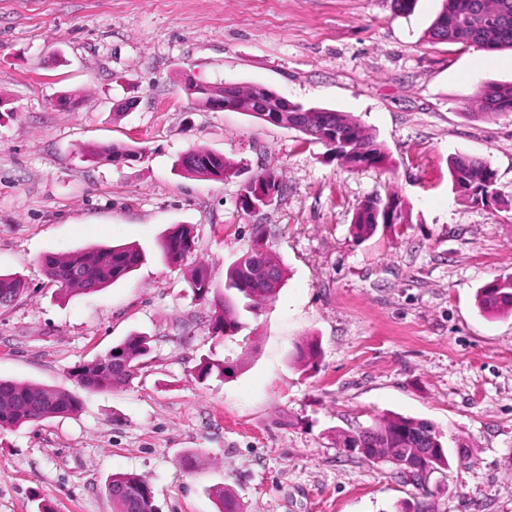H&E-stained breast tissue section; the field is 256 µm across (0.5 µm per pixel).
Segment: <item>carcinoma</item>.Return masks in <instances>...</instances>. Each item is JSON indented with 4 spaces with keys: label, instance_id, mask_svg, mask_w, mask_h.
<instances>
[{
    "label": "carcinoma",
    "instance_id": "carcinoma-1",
    "mask_svg": "<svg viewBox=\"0 0 512 512\" xmlns=\"http://www.w3.org/2000/svg\"><path fill=\"white\" fill-rule=\"evenodd\" d=\"M429 36L437 42L464 45L475 42L486 51L512 49V0H443L441 11L429 28ZM483 114L512 112V82H488L478 86L465 98ZM323 125L342 136L322 141L327 151L342 160L351 170L383 169L387 154L382 144L365 133L349 115L325 108H312L308 126L299 132L311 136V129ZM133 149L127 146L99 145L90 152L96 161L128 157ZM186 175L200 178L219 176L226 179L232 166L224 155L198 150L191 164L178 162ZM452 187L459 196L474 206H486L494 197L496 173L491 165L478 157L455 154L448 158ZM264 184L278 194L281 186L274 175L258 173L254 182L242 185L240 195H254L255 185ZM402 223V208L395 194L368 197L352 217V229L359 238H369L380 224ZM195 248L192 230L178 225L162 241L165 259L173 264L183 261ZM143 253L136 245H98L67 256H48L43 263L48 278L59 290L90 293L126 279L141 263ZM285 277L283 267L267 256L263 231H257L251 251L231 264L225 274L224 293H215L208 269L201 265L191 274L189 286L194 296L214 306L213 330L234 336L242 328L238 303L254 308L258 300L269 302L275 297ZM26 282L15 273L0 274V308L12 305L24 292ZM479 307L485 312L512 311V275L499 276L478 291ZM152 351L150 337L134 333L113 346L105 354L84 362L73 370V376L92 392L127 385ZM320 344L310 339L299 345L296 358L313 364L319 357ZM222 360L205 359L197 369V378L206 380L224 377ZM80 400L68 391L45 388L0 379V428L20 427L50 417L75 413ZM339 447L354 449V454L370 462H389L393 477L421 486L427 476L448 467V456L442 434L431 423L400 415L383 418L375 426L356 433H340ZM107 491L113 512H158L151 486L133 473H116L110 478ZM218 512H242L235 496L221 487L213 491Z\"/></svg>",
    "mask_w": 512,
    "mask_h": 512
}]
</instances>
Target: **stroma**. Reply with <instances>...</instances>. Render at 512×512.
<instances>
[{
    "label": "stroma",
    "instance_id": "35a3bbf8",
    "mask_svg": "<svg viewBox=\"0 0 512 512\" xmlns=\"http://www.w3.org/2000/svg\"><path fill=\"white\" fill-rule=\"evenodd\" d=\"M442 0H0V272L28 288L0 308V378L64 389L79 412L0 428V512H113L112 474H137L160 512H512V314L478 289L512 273V112L471 115L483 82H512V51L439 43ZM261 86L351 115L384 144L383 170L355 172L319 143L245 112H210L187 87ZM64 91L77 109L54 106ZM135 101L134 109L124 104ZM141 150L96 162L93 146ZM194 147L224 155L227 179L177 171ZM487 159L497 200L458 196L448 158ZM274 173L278 197L240 209L242 183ZM393 193L403 221L366 240L353 213ZM189 225L177 264L161 242ZM263 230L286 270L275 299L212 330L192 270L215 290ZM135 244L145 259L93 293H62L42 259ZM152 352L126 386L89 392L71 375L133 333ZM317 338L307 367L296 348ZM237 367L196 377L203 359ZM432 423L449 467L425 486L336 444L383 417Z\"/></svg>",
    "mask_w": 512,
    "mask_h": 512
}]
</instances>
